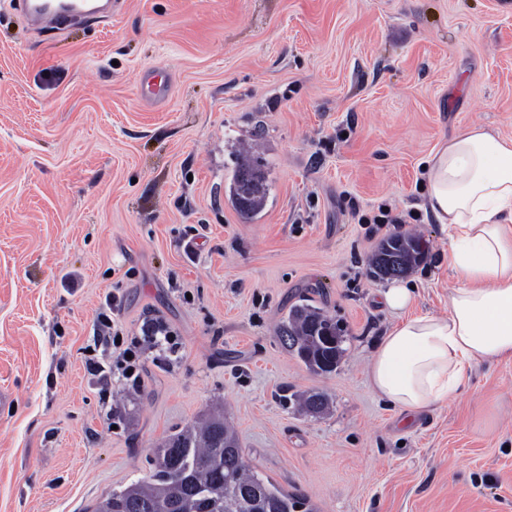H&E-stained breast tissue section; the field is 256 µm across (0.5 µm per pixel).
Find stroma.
Segmentation results:
<instances>
[{
  "label": "stroma",
  "mask_w": 512,
  "mask_h": 512,
  "mask_svg": "<svg viewBox=\"0 0 512 512\" xmlns=\"http://www.w3.org/2000/svg\"><path fill=\"white\" fill-rule=\"evenodd\" d=\"M473 125L512 136V0H112L48 30L0 0V512H86L214 408L315 512H512V361L408 426L367 382L395 321L371 218L418 213L405 280L445 315L422 163ZM242 146L269 185L250 218L228 199ZM115 292L134 381L118 349L111 379L87 368ZM303 299L344 329L331 373L280 340Z\"/></svg>",
  "instance_id": "1"
}]
</instances>
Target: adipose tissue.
Instances as JSON below:
<instances>
[{"instance_id": "1", "label": "adipose tissue", "mask_w": 512, "mask_h": 512, "mask_svg": "<svg viewBox=\"0 0 512 512\" xmlns=\"http://www.w3.org/2000/svg\"><path fill=\"white\" fill-rule=\"evenodd\" d=\"M425 171L458 285L444 316L412 312L406 285L386 288L399 320L368 372L375 393L407 423L454 398L478 362L512 360V137L469 127L433 150Z\"/></svg>"}]
</instances>
